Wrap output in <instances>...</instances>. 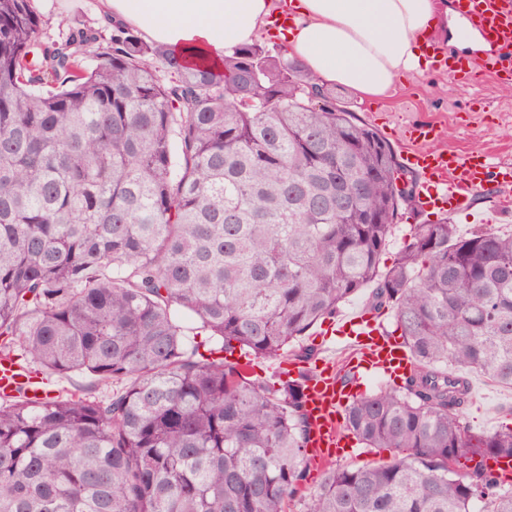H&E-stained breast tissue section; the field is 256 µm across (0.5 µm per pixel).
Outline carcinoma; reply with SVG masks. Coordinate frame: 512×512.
Listing matches in <instances>:
<instances>
[{
	"label": "carcinoma",
	"instance_id": "1",
	"mask_svg": "<svg viewBox=\"0 0 512 512\" xmlns=\"http://www.w3.org/2000/svg\"><path fill=\"white\" fill-rule=\"evenodd\" d=\"M32 2L0 0V355L124 386L0 396V512H512L484 466L512 426L458 414L465 370L512 386V235L412 224L382 270L415 176L301 61L253 43L190 64L118 21L43 42ZM368 287L411 372L344 410L379 459L311 485L309 370L241 357Z\"/></svg>",
	"mask_w": 512,
	"mask_h": 512
}]
</instances>
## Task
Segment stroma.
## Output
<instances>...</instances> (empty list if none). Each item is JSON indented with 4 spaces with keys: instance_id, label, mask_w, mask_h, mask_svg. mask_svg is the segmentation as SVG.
<instances>
[{
    "instance_id": "35a3bbf8",
    "label": "stroma",
    "mask_w": 512,
    "mask_h": 512,
    "mask_svg": "<svg viewBox=\"0 0 512 512\" xmlns=\"http://www.w3.org/2000/svg\"><path fill=\"white\" fill-rule=\"evenodd\" d=\"M97 4L98 0H36L35 8L44 19L42 38L56 37L57 22L62 18L73 25L95 22ZM336 95L396 152L404 150L402 133L409 124L430 121L440 131L438 147L485 151L493 162L512 164V93L503 92L500 81L481 79L464 88L447 70L435 66L425 75L408 78L376 100L360 98L342 86L337 87ZM448 219L462 235L485 225L512 234V200L480 195L471 209L449 213ZM306 347L313 348L315 359H325L336 366L348 363L353 355L352 348L334 340L322 341L312 333L288 346L281 359L256 360V377H275L279 361H291ZM468 377L476 386V395L459 411L463 423L471 431L482 432L507 422V412L512 409V387L480 371L469 372Z\"/></svg>"
}]
</instances>
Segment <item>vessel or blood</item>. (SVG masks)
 I'll return each mask as SVG.
<instances>
[{
  "mask_svg": "<svg viewBox=\"0 0 512 512\" xmlns=\"http://www.w3.org/2000/svg\"><path fill=\"white\" fill-rule=\"evenodd\" d=\"M455 8L478 31L487 48L468 58H452L449 71L457 74L465 86L475 70L512 77V0H455ZM435 136V127L428 123L412 124L404 131L410 147L404 152L403 164L417 176L415 195L422 210L458 212L469 209L476 195L499 197L512 193L511 165L493 163L479 152L427 149V142ZM339 332L358 344L359 367L392 379L410 369V352L386 336L381 324L353 317L342 323ZM312 373L306 407L312 422L309 455L315 464L330 460L344 447L339 428L341 409L351 394L329 363L313 366ZM26 380L20 365L0 360V394H15Z\"/></svg>",
  "mask_w": 512,
  "mask_h": 512,
  "instance_id": "1",
  "label": "vessel or blood"
}]
</instances>
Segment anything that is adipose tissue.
<instances>
[{
	"label": "adipose tissue",
	"mask_w": 512,
	"mask_h": 512,
	"mask_svg": "<svg viewBox=\"0 0 512 512\" xmlns=\"http://www.w3.org/2000/svg\"><path fill=\"white\" fill-rule=\"evenodd\" d=\"M101 16L191 61L220 66L233 47L253 43L273 17L289 14L282 39L322 83L360 97L386 95L428 70L423 38L433 32L435 0H100Z\"/></svg>",
	"instance_id": "adipose-tissue-1"
}]
</instances>
